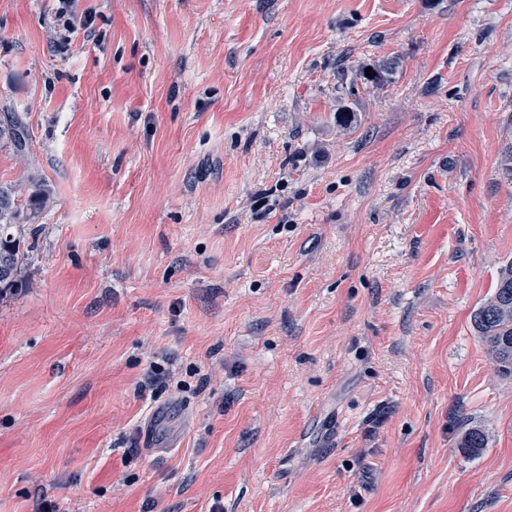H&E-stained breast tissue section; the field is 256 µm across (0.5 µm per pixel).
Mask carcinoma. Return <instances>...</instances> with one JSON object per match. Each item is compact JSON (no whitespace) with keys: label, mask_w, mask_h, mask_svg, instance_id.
<instances>
[{"label":"carcinoma","mask_w":512,"mask_h":512,"mask_svg":"<svg viewBox=\"0 0 512 512\" xmlns=\"http://www.w3.org/2000/svg\"><path fill=\"white\" fill-rule=\"evenodd\" d=\"M393 72V64L385 62L371 68L374 78L366 76L360 67L359 76L373 86L385 84ZM8 139L15 148L26 146L28 133L18 119L0 124V140ZM16 189L0 185V292L13 286L25 263L27 250L21 247V238L14 234L20 228L18 221L23 211L17 203ZM473 325L488 344L493 359L505 376L512 377V264L500 273L493 294L474 312ZM487 436L478 427L467 429L461 447L478 451L486 447Z\"/></svg>","instance_id":"cac0c4a2"}]
</instances>
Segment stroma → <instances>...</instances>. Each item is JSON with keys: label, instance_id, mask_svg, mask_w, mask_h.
Returning a JSON list of instances; mask_svg holds the SVG:
<instances>
[{"label": "stroma", "instance_id": "35a3bbf8", "mask_svg": "<svg viewBox=\"0 0 512 512\" xmlns=\"http://www.w3.org/2000/svg\"><path fill=\"white\" fill-rule=\"evenodd\" d=\"M57 7L0 0V183L46 195L0 294V512H512L473 327L512 0H79L65 47Z\"/></svg>", "mask_w": 512, "mask_h": 512}]
</instances>
